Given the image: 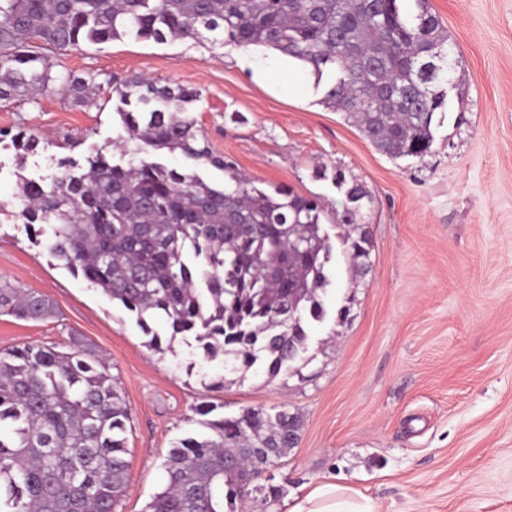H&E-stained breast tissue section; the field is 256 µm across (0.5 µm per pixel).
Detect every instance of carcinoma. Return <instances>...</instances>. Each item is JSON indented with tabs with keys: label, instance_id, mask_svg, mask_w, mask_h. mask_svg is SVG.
<instances>
[{
	"label": "carcinoma",
	"instance_id": "cac0c4a2",
	"mask_svg": "<svg viewBox=\"0 0 512 512\" xmlns=\"http://www.w3.org/2000/svg\"><path fill=\"white\" fill-rule=\"evenodd\" d=\"M0 0V99L67 91L86 105L94 78L53 73L50 55L82 42L133 37L164 43L275 50L311 68L322 103L353 121L380 152L426 156L449 110L448 44L429 0ZM127 134L124 167L103 151L60 159L51 183L24 180L17 216L73 275L135 317L149 347L192 336L205 358L269 377L290 367L313 322L326 316L320 292L333 244L316 197L268 193L213 152L188 107L198 93L130 78L115 86ZM19 156L38 136L12 139ZM179 152L227 176L224 186L156 159ZM345 204L343 257L364 275L373 247L367 189L334 175ZM293 313L298 321L288 320ZM0 313L54 316L46 296L0 280ZM196 407L203 431L180 439L164 462L167 480L148 512H247L240 483L294 447L302 418L286 409L243 408L231 417ZM130 412L109 367L73 337L68 350L26 344L0 352V512H114L124 492Z\"/></svg>",
	"mask_w": 512,
	"mask_h": 512
}]
</instances>
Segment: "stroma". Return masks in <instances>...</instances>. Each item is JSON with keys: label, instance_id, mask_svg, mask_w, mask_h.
Here are the masks:
<instances>
[{"label": "stroma", "instance_id": "1", "mask_svg": "<svg viewBox=\"0 0 512 512\" xmlns=\"http://www.w3.org/2000/svg\"><path fill=\"white\" fill-rule=\"evenodd\" d=\"M453 48L451 108L424 158L379 153L321 102L305 69L256 47L189 39L81 43L54 72H93L95 105L58 91L0 100V279L43 293L54 318L0 315V351L67 345L102 355L131 413L127 489L115 512H147L164 461L199 431L195 407L288 409L300 438L269 475L282 488L255 512H288L327 480L378 512H512V0H429ZM139 77L194 89L190 107L212 149L265 191L319 197L336 234L345 197L333 176L365 185L373 251L367 274L341 255L327 270V315L290 371H228L193 337L148 347L134 318L60 265L12 216L18 183H49L61 158L85 162L122 135L116 83ZM41 143L18 161L12 134Z\"/></svg>", "mask_w": 512, "mask_h": 512}]
</instances>
